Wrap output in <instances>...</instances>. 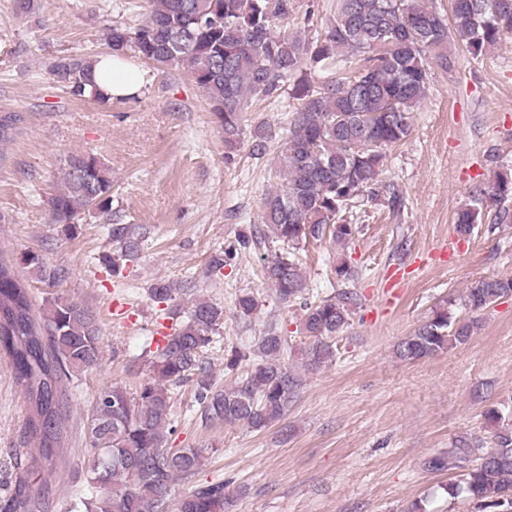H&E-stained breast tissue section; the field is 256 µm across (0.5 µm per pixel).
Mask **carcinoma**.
Instances as JSON below:
<instances>
[{"label": "carcinoma", "mask_w": 512, "mask_h": 512, "mask_svg": "<svg viewBox=\"0 0 512 512\" xmlns=\"http://www.w3.org/2000/svg\"><path fill=\"white\" fill-rule=\"evenodd\" d=\"M148 16L129 26L106 27L109 52L131 54L158 72L186 68L208 97L224 133L225 158L244 134L243 115L252 102L271 96L306 63L329 69L357 59L350 75L315 85L306 78L294 83L299 100L280 154L285 188L264 200L267 242L262 277L283 304L299 305L304 367L318 370L335 357L334 340L349 326L358 306L357 294L342 290L320 297L310 292L298 250L310 241L331 238L339 245L359 232L349 213L380 197V175L386 153L411 133V113L425 99L430 58L444 67L451 43L463 45L476 59L504 34H512V0H450L445 16L433 0H336L334 21L317 41L275 31L288 17L292 0H151ZM100 55L64 57L51 68L56 83L78 98L103 101L93 71ZM20 116L0 112V145L10 141ZM253 150L262 153L272 130L257 125L250 132ZM512 169L500 167L474 187L457 212L455 231L469 236L490 214L495 224H512ZM60 235L71 239L86 213L112 210V174L97 157L71 154L64 164L60 188L49 200ZM112 251L99 256L117 274L141 252L145 234L132 224L109 225ZM252 237L212 256L208 272L224 269L237 248ZM54 288L66 270L37 253L7 258L0 252V356L11 368L15 385L28 406L25 430L38 444L44 461L58 466V450L67 437V382L98 364L102 330L94 312L81 301L51 297L39 312L27 281L17 267ZM187 293L166 282L149 289L156 303ZM512 295V277L485 278L468 288L459 317L444 305L429 320L399 341L397 356L416 361L468 343L483 327L482 314ZM259 308L251 293L236 299L235 309L250 318ZM224 324V308L193 299L181 319L155 348H147L152 372L134 391L118 384L102 388L88 418L87 440L94 462L86 471L88 492L76 497L71 512H166L173 484L195 474L205 459L203 448H172L167 437L176 431L172 394L194 385L195 402L210 422L241 423L262 431L286 418L302 386L300 376L282 362L287 337L269 327L250 350L231 349L225 367L235 370L252 360L234 385L214 388L208 353ZM489 436H461L452 448L425 461L431 472H448L455 480L445 487L449 497L474 503L482 512H512V418L491 408L486 413ZM18 491L0 503V512H34L38 499L25 472ZM224 482L202 484L181 497L174 512H224Z\"/></svg>", "instance_id": "1"}]
</instances>
